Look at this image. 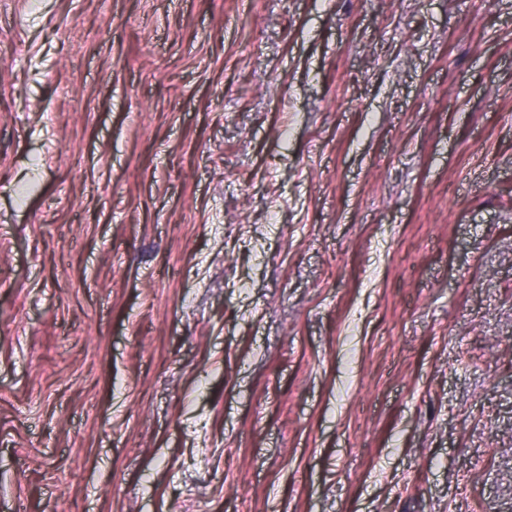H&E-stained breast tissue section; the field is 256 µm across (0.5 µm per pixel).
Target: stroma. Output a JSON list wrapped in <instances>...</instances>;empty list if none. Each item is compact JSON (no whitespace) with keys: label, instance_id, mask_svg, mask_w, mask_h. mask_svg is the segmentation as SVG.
<instances>
[{"label":"stroma","instance_id":"stroma-1","mask_svg":"<svg viewBox=\"0 0 512 512\" xmlns=\"http://www.w3.org/2000/svg\"><path fill=\"white\" fill-rule=\"evenodd\" d=\"M0 512H512V0H0Z\"/></svg>","mask_w":512,"mask_h":512}]
</instances>
